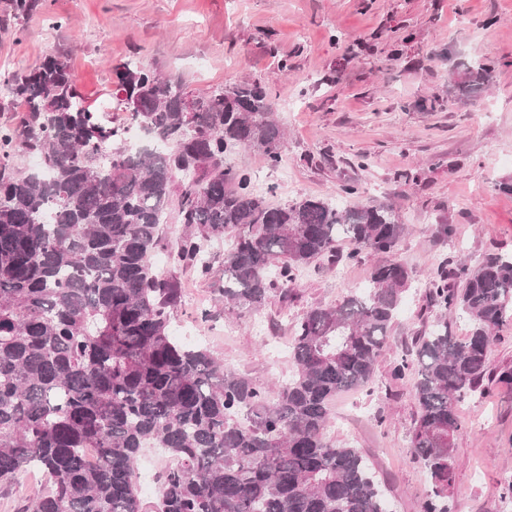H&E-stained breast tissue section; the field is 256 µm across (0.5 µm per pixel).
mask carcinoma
Returning a JSON list of instances; mask_svg holds the SVG:
<instances>
[{
  "mask_svg": "<svg viewBox=\"0 0 512 512\" xmlns=\"http://www.w3.org/2000/svg\"><path fill=\"white\" fill-rule=\"evenodd\" d=\"M494 71L472 65L480 84ZM113 72L115 108L154 145L129 151L128 126L86 100L62 56L0 77L20 104L0 126V489L42 473L46 490L23 512H394L361 452L325 428L332 399L372 379L411 272L381 265L335 307L310 308L289 347L294 372L270 386L171 336L180 288L151 258L168 246L208 278L203 244L229 237L224 301L249 316L275 292L288 300L296 272L317 258L396 251L399 214L318 197L274 206L255 192L251 174L224 158L255 147L272 167L283 160L285 131L257 82L201 93L184 112L181 80L131 61ZM20 151L41 167L17 171ZM176 194L189 231L169 246L162 224ZM343 237L356 245L344 257ZM429 302L445 314L415 338L409 442L431 481L421 512H449L457 405L486 381L512 385V368L493 370L488 358L512 322V254L474 268L448 258ZM456 317L472 324L463 340ZM147 447L170 458L150 502L136 485ZM85 448L99 449L98 464Z\"/></svg>",
  "mask_w": 512,
  "mask_h": 512,
  "instance_id": "1",
  "label": "carcinoma"
}]
</instances>
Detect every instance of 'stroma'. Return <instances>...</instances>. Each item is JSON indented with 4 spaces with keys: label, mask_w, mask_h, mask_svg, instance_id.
<instances>
[{
    "label": "stroma",
    "mask_w": 512,
    "mask_h": 512,
    "mask_svg": "<svg viewBox=\"0 0 512 512\" xmlns=\"http://www.w3.org/2000/svg\"><path fill=\"white\" fill-rule=\"evenodd\" d=\"M50 53L68 58L91 99L110 95L113 66L129 59L196 94L259 82L287 133L283 162L270 167L255 148L229 156L259 194L278 206L320 197L400 215L409 231L394 253L316 259L298 271L289 302L271 295L249 317L218 301L223 241L204 245L216 258L207 279L165 250L153 262L181 288L174 335L263 384L291 374L288 344L307 309L341 303L380 265H404L413 283L375 376L336 395L325 432L367 457L395 512H420L431 486L408 442L415 371L397 379L393 369L441 316L426 298L430 273L451 256L474 265L512 253V193L500 188L512 182V0H47L24 16L0 0V73ZM480 59L495 63L493 82L461 95ZM347 183L358 193L345 196ZM459 419L450 512H512V387L485 384L460 402Z\"/></svg>",
    "instance_id": "1"
}]
</instances>
